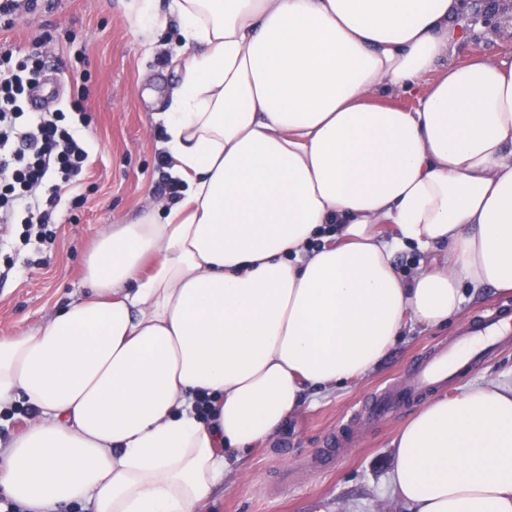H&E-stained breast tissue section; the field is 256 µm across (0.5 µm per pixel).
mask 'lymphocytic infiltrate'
<instances>
[{
	"instance_id": "1",
	"label": "lymphocytic infiltrate",
	"mask_w": 512,
	"mask_h": 512,
	"mask_svg": "<svg viewBox=\"0 0 512 512\" xmlns=\"http://www.w3.org/2000/svg\"><path fill=\"white\" fill-rule=\"evenodd\" d=\"M46 56L0 51V244L20 226L23 245L55 237L54 214L83 182L89 152L79 132L88 116L81 99L67 109L32 112L30 95L45 81Z\"/></svg>"
}]
</instances>
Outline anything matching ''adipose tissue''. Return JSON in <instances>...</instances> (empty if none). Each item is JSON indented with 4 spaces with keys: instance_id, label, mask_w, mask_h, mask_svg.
I'll return each instance as SVG.
<instances>
[{
    "instance_id": "ef3b65f1",
    "label": "adipose tissue",
    "mask_w": 512,
    "mask_h": 512,
    "mask_svg": "<svg viewBox=\"0 0 512 512\" xmlns=\"http://www.w3.org/2000/svg\"><path fill=\"white\" fill-rule=\"evenodd\" d=\"M465 11L129 0L146 38L172 19L186 47L161 114L182 196L100 234L87 294L0 337V411L36 415L0 448L1 496L200 512L308 387L360 382L466 289L512 292V56L448 64ZM441 245L398 275L397 251ZM393 445L405 512H512V374L429 398Z\"/></svg>"
}]
</instances>
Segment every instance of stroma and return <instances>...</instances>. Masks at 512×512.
Returning a JSON list of instances; mask_svg holds the SVG:
<instances>
[{"mask_svg":"<svg viewBox=\"0 0 512 512\" xmlns=\"http://www.w3.org/2000/svg\"><path fill=\"white\" fill-rule=\"evenodd\" d=\"M471 2L469 36L449 53V63L512 54V43L494 33L499 0ZM39 46L49 56L50 73L64 80L77 70L89 76L90 121L82 135L91 163L79 188L85 202L58 211L54 243L14 254V272L0 283V337L34 329L65 306L82 286L84 261L97 236L135 217L147 202L170 201L174 181L162 162L164 127L157 99L178 79L170 62L182 47L175 24L161 30L149 48L126 20L123 0H51L48 8L0 28V48L27 54ZM509 304L511 293L478 292L448 325L406 330L361 384L309 391V406L233 464L204 512H402L400 504L380 501L379 495L394 462V436L418 401L402 405L385 424H357L352 442L329 466L319 461L325 439L384 383L410 386V364L418 354L436 344H454L464 321ZM511 370L512 348L500 350L442 390L454 394Z\"/></svg>","mask_w":512,"mask_h":512,"instance_id":"35a3bbf8","label":"stroma"}]
</instances>
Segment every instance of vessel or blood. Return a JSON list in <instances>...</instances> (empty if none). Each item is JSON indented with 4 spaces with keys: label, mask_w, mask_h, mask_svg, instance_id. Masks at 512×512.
Masks as SVG:
<instances>
[{
    "label": "vessel or blood",
    "mask_w": 512,
    "mask_h": 512,
    "mask_svg": "<svg viewBox=\"0 0 512 512\" xmlns=\"http://www.w3.org/2000/svg\"><path fill=\"white\" fill-rule=\"evenodd\" d=\"M512 322V311L494 310L464 325L455 346L435 349L414 368L412 384L407 389L387 386L365 405L361 416L380 420L394 412L399 402L419 396L435 385L477 365L491 351L512 342L504 326Z\"/></svg>",
    "instance_id": "b4317fda"
}]
</instances>
